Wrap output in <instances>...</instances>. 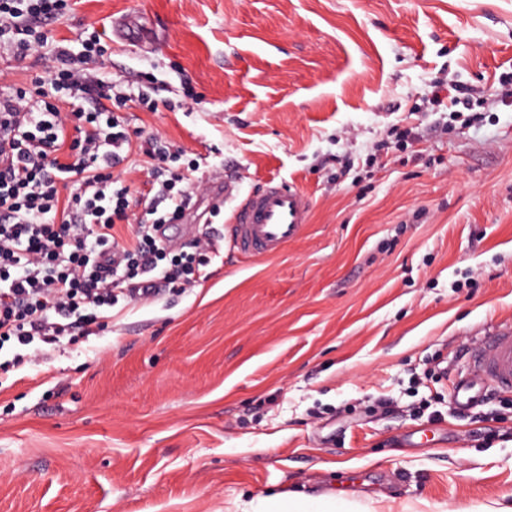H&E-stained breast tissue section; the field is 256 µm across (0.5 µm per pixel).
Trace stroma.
<instances>
[{"label": "stroma", "instance_id": "stroma-1", "mask_svg": "<svg viewBox=\"0 0 512 512\" xmlns=\"http://www.w3.org/2000/svg\"><path fill=\"white\" fill-rule=\"evenodd\" d=\"M133 13L154 43L112 37ZM87 27L160 104L124 106L131 129L239 183L204 280L0 376V512L512 502V400L454 405L467 347L512 324V0H68L52 35ZM439 82L474 121L431 109ZM273 179L310 220L249 259L224 234Z\"/></svg>", "mask_w": 512, "mask_h": 512}]
</instances>
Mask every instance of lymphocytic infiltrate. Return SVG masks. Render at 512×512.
Listing matches in <instances>:
<instances>
[{"label": "lymphocytic infiltrate", "instance_id": "lymphocytic-infiltrate-1", "mask_svg": "<svg viewBox=\"0 0 512 512\" xmlns=\"http://www.w3.org/2000/svg\"><path fill=\"white\" fill-rule=\"evenodd\" d=\"M65 8L0 0V46L20 59L50 49L57 61L35 89L0 92V348L76 343L85 325L106 327L114 308L195 283L213 245L204 236L173 249L156 236L201 190L200 165L175 168L181 150L158 137L134 144L112 99L150 112L157 104L106 79L99 32L79 52L54 47L48 27ZM64 97L92 105L69 115ZM136 148L151 161L145 194L113 175Z\"/></svg>", "mask_w": 512, "mask_h": 512}]
</instances>
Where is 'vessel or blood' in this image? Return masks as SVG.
Listing matches in <instances>:
<instances>
[{
  "mask_svg": "<svg viewBox=\"0 0 512 512\" xmlns=\"http://www.w3.org/2000/svg\"><path fill=\"white\" fill-rule=\"evenodd\" d=\"M113 30L133 45L149 43L153 34L141 28L136 16L114 22ZM235 189L231 179L209 174L208 208H219ZM312 201L302 189L285 182L269 181L258 193L249 195L233 212L231 244L238 252L254 257H274L294 241L309 222ZM469 370L456 384V401L475 403L485 387L512 394V325L498 326L487 338L468 348Z\"/></svg>",
  "mask_w": 512,
  "mask_h": 512,
  "instance_id": "b4317fda",
  "label": "vessel or blood"
}]
</instances>
